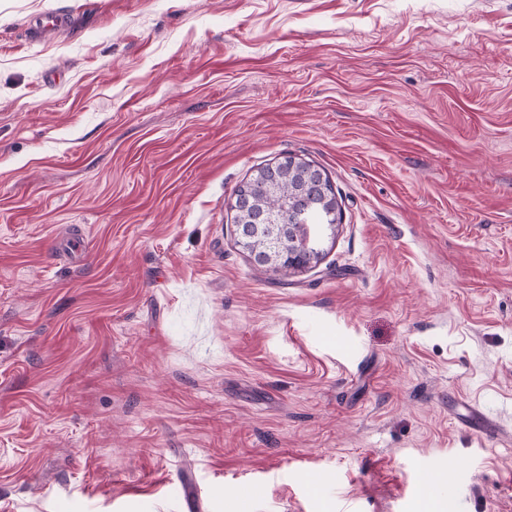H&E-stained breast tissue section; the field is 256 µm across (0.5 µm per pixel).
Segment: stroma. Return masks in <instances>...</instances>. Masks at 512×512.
<instances>
[{"label": "stroma", "mask_w": 512, "mask_h": 512, "mask_svg": "<svg viewBox=\"0 0 512 512\" xmlns=\"http://www.w3.org/2000/svg\"><path fill=\"white\" fill-rule=\"evenodd\" d=\"M285 152L341 217L284 279L229 204ZM183 467L512 512V0H0V512H181Z\"/></svg>", "instance_id": "stroma-1"}]
</instances>
